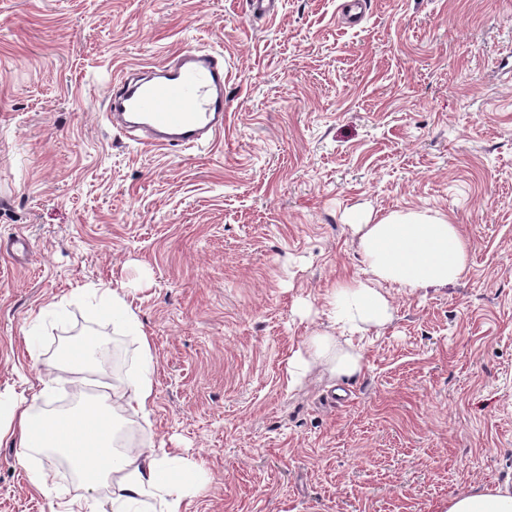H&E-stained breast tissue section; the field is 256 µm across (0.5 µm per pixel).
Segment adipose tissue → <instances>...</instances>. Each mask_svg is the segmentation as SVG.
Wrapping results in <instances>:
<instances>
[{"mask_svg": "<svg viewBox=\"0 0 512 512\" xmlns=\"http://www.w3.org/2000/svg\"><path fill=\"white\" fill-rule=\"evenodd\" d=\"M354 231L371 278L345 282L334 293L337 320L349 331L390 323L391 306L379 283L445 287L468 270V244L446 217L392 211L375 223L355 225ZM101 295L104 312L135 336L141 370L67 410L51 406L55 378L38 375L24 403L0 397V441L20 448L19 463L38 492H45L48 474L30 468L31 453L71 468L84 493L63 503L60 512H185L199 466L164 448L136 451L123 441L128 417L147 416L154 401L152 343L116 289H102ZM316 363L326 365L332 376H349L361 372L363 357L355 348H340L334 336L316 334L289 359V380H298ZM448 512H512V486H482L456 495L448 501Z\"/></svg>", "mask_w": 512, "mask_h": 512, "instance_id": "obj_1", "label": "adipose tissue"}]
</instances>
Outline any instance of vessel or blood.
Wrapping results in <instances>:
<instances>
[{"label":"vessel or blood","mask_w":512,"mask_h":512,"mask_svg":"<svg viewBox=\"0 0 512 512\" xmlns=\"http://www.w3.org/2000/svg\"><path fill=\"white\" fill-rule=\"evenodd\" d=\"M224 61L203 50L178 53L140 77H120L114 121L150 132L160 146L202 148L224 131Z\"/></svg>","instance_id":"b4317fda"}]
</instances>
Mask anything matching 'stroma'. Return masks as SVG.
I'll use <instances>...</instances> for the list:
<instances>
[{"mask_svg":"<svg viewBox=\"0 0 512 512\" xmlns=\"http://www.w3.org/2000/svg\"><path fill=\"white\" fill-rule=\"evenodd\" d=\"M0 0V395L29 397L72 331L138 343L90 312L115 288L153 348L140 444L201 468L188 512H447L512 483V0ZM224 55V134L200 150L112 127L114 81L188 49ZM445 215L470 249L439 288L382 285L363 369L312 366L334 289L366 276L351 225ZM0 442V512L80 495L66 464L30 490Z\"/></svg>","mask_w":512,"mask_h":512,"instance_id":"obj_1","label":"stroma"}]
</instances>
